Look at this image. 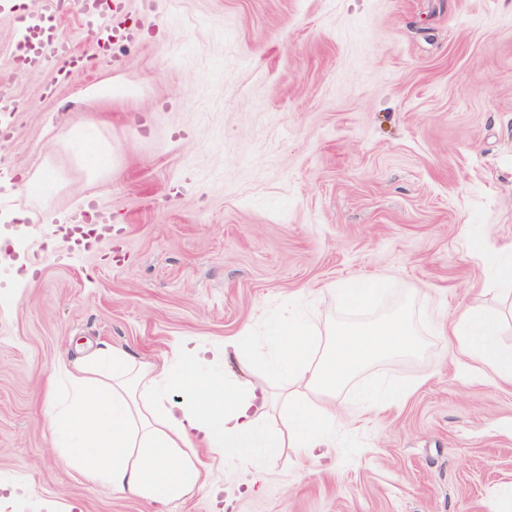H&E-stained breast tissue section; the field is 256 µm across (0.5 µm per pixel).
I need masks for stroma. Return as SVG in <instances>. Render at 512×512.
I'll list each match as a JSON object with an SVG mask.
<instances>
[{
	"mask_svg": "<svg viewBox=\"0 0 512 512\" xmlns=\"http://www.w3.org/2000/svg\"><path fill=\"white\" fill-rule=\"evenodd\" d=\"M139 40L102 53L74 0L61 20L88 67L20 73L0 148L21 199L0 221V512H154L85 480L46 423L59 360L103 349L159 365L183 340L220 351L275 305L337 317L332 287L382 276L427 320L422 357L372 410L330 404L362 449H282L263 473L197 455L206 485L166 512H499L512 486V386L469 373L442 323L500 312L492 258L512 245V0H129ZM98 199L112 238L69 262L37 223ZM484 238L486 253L469 250Z\"/></svg>",
	"mask_w": 512,
	"mask_h": 512,
	"instance_id": "1",
	"label": "stroma"
}]
</instances>
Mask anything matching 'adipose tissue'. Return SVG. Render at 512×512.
<instances>
[{
    "mask_svg": "<svg viewBox=\"0 0 512 512\" xmlns=\"http://www.w3.org/2000/svg\"><path fill=\"white\" fill-rule=\"evenodd\" d=\"M503 326L502 315L468 309L449 323L448 343L485 379L512 384ZM56 377L46 410L55 446L72 448L86 480L160 506L205 483L194 449L259 470L284 446L278 432L259 427L268 391L228 385L195 345L183 344L158 368L112 350L103 363L58 364Z\"/></svg>",
    "mask_w": 512,
    "mask_h": 512,
    "instance_id": "1",
    "label": "adipose tissue"
}]
</instances>
